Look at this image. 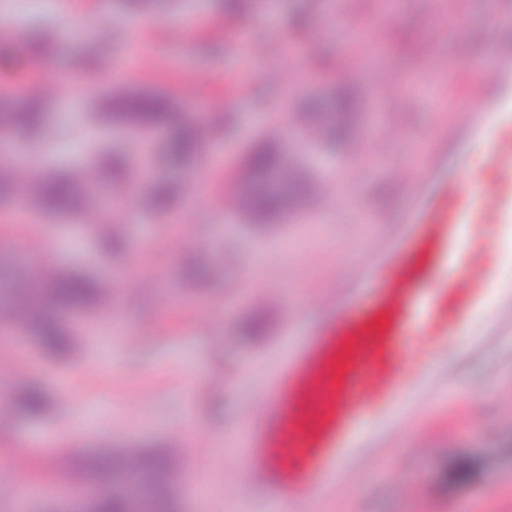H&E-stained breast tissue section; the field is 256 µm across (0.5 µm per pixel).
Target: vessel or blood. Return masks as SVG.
Here are the masks:
<instances>
[{
  "label": "vessel or blood",
  "mask_w": 512,
  "mask_h": 512,
  "mask_svg": "<svg viewBox=\"0 0 512 512\" xmlns=\"http://www.w3.org/2000/svg\"><path fill=\"white\" fill-rule=\"evenodd\" d=\"M498 57L419 170L392 240L349 285L346 314L299 340L272 372L263 409L248 415L244 462L263 495L296 501L320 492L364 432L430 373L424 349L459 336L498 280L479 260L495 244L487 225L512 224V45H500ZM474 138L486 146L482 177L467 174L458 149ZM451 291L463 315L442 327Z\"/></svg>",
  "instance_id": "1"
}]
</instances>
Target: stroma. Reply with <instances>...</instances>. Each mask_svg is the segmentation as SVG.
Here are the masks:
<instances>
[{"mask_svg": "<svg viewBox=\"0 0 512 512\" xmlns=\"http://www.w3.org/2000/svg\"><path fill=\"white\" fill-rule=\"evenodd\" d=\"M40 0L19 23L0 29V89L15 90L5 115L27 103L19 87L32 69L29 47L44 40L60 69L93 62L97 84L162 90L206 111L208 143L200 199L176 201L178 226L162 221L135 190L105 216L123 228L119 262L95 249L66 215L29 234L6 223L14 200L0 201V280L12 254L31 252L25 274L81 264L114 282L109 320L118 333L84 336L59 361L30 333L0 325V512H58L72 496L73 473L88 452L161 448L178 468L173 512H275L240 463L248 412L295 336L340 317L352 274L388 238L412 193L417 170L460 119L477 71L512 42V0H395L392 19L369 29L380 49L354 67L346 48L356 24L386 0H268L263 12L229 13L224 0ZM68 25H61V14ZM102 15L113 31L144 21L145 69L126 63L128 47L84 34L79 21ZM353 87L347 121L353 154L307 142L287 125L286 106L304 97L334 101ZM81 99L55 84L46 104L50 168L76 161L86 140ZM275 131L284 152L319 185L324 205L259 231L241 223L234 194L245 156L260 132ZM500 276L461 338L433 349V366L406 410L374 434L373 445L329 479L315 500L287 512H512V230L485 255ZM260 320L248 339L239 325ZM206 365L190 372L186 353ZM39 380L50 407L41 417L14 413L10 395ZM42 495L17 508L19 477Z\"/></svg>", "mask_w": 512, "mask_h": 512, "instance_id": "35a3bbf8", "label": "stroma"}]
</instances>
